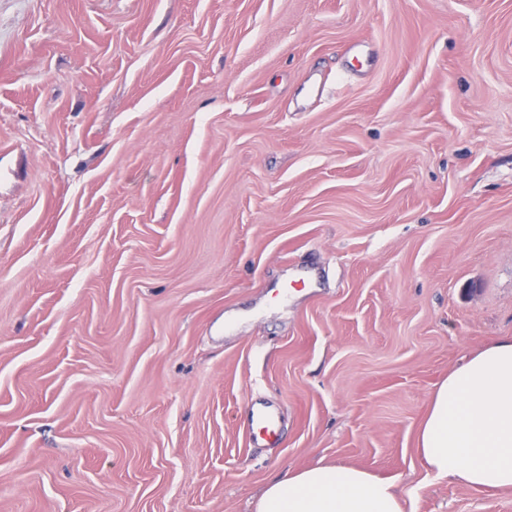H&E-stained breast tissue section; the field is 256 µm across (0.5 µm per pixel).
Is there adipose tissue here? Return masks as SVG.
I'll return each instance as SVG.
<instances>
[{"instance_id":"ef3b65f1","label":"adipose tissue","mask_w":512,"mask_h":512,"mask_svg":"<svg viewBox=\"0 0 512 512\" xmlns=\"http://www.w3.org/2000/svg\"><path fill=\"white\" fill-rule=\"evenodd\" d=\"M429 473L475 489L512 488V337L451 371L418 433ZM257 512H402L392 483L318 465L271 482Z\"/></svg>"}]
</instances>
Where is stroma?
Masks as SVG:
<instances>
[{"label": "stroma", "mask_w": 512, "mask_h": 512, "mask_svg": "<svg viewBox=\"0 0 512 512\" xmlns=\"http://www.w3.org/2000/svg\"><path fill=\"white\" fill-rule=\"evenodd\" d=\"M511 336L512 0H0V512H512L416 442ZM249 433L253 441L273 444L280 436V417L278 410L268 403H257L252 412ZM257 512H402L394 485L351 466L318 465L271 482Z\"/></svg>", "instance_id": "1"}]
</instances>
